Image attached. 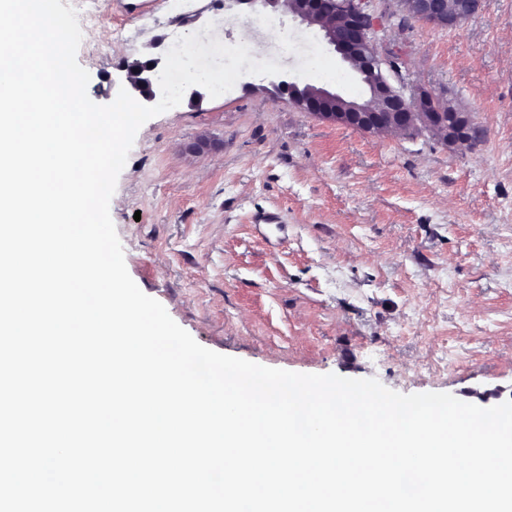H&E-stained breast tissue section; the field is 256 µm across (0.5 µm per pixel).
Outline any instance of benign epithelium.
Returning a JSON list of instances; mask_svg holds the SVG:
<instances>
[{
    "instance_id": "benign-epithelium-1",
    "label": "benign epithelium",
    "mask_w": 512,
    "mask_h": 512,
    "mask_svg": "<svg viewBox=\"0 0 512 512\" xmlns=\"http://www.w3.org/2000/svg\"><path fill=\"white\" fill-rule=\"evenodd\" d=\"M230 6H245L249 13H271L276 0H229ZM373 0H295L291 14L308 25L321 18L333 23L323 27L324 37L340 59L348 64L359 63L356 71L368 88L372 105H353L347 112H331L329 105L340 95L321 88L316 96L303 100L295 94L296 85L286 80L281 88L301 109L315 117L347 125L370 134L385 127H400L414 135L431 131L444 123L443 141L452 149L478 138L481 134L470 114L459 112L445 103L442 108L428 109L422 102L434 95L420 88H410L401 75L402 56L396 50L381 51L375 37ZM455 13H448V0H415L417 19L442 27H457L477 14L483 0H463Z\"/></svg>"
}]
</instances>
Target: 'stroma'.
Here are the masks:
<instances>
[{"instance_id": "stroma-1", "label": "stroma", "mask_w": 512, "mask_h": 512, "mask_svg": "<svg viewBox=\"0 0 512 512\" xmlns=\"http://www.w3.org/2000/svg\"><path fill=\"white\" fill-rule=\"evenodd\" d=\"M109 27L84 31L77 60L95 103L164 59L171 34L208 29L227 45L322 39L291 14L211 0H94ZM377 36L401 44V72L471 113L481 136L448 149L430 134L377 136L318 119L280 75L241 76L138 131L110 202L127 270L200 345L296 373L378 379L404 394L448 392L492 407L512 399V0H484L461 26L408 18L374 0ZM214 143L196 153L199 137Z\"/></svg>"}]
</instances>
